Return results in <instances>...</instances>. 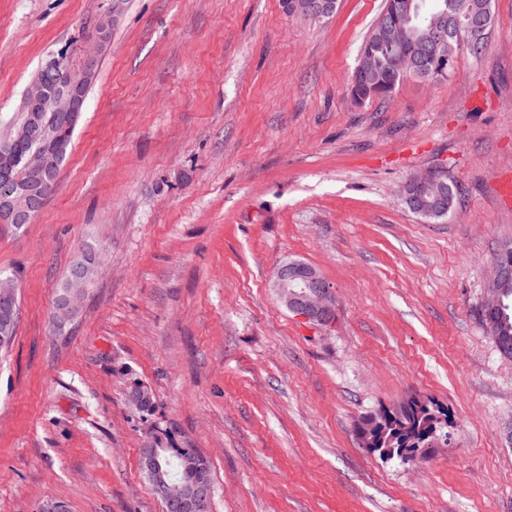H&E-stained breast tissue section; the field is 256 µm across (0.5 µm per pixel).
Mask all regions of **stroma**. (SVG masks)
Wrapping results in <instances>:
<instances>
[{
  "mask_svg": "<svg viewBox=\"0 0 512 512\" xmlns=\"http://www.w3.org/2000/svg\"><path fill=\"white\" fill-rule=\"evenodd\" d=\"M383 0L326 19L285 0H0V132L52 55L109 24L57 184L29 224L0 223L20 305L0 351V512H162L140 451L172 439L211 468L210 512H512V362L481 317L512 242V0L483 54L447 77L350 92ZM447 173L448 218L401 197ZM100 266L64 323L85 247ZM296 259L334 319L289 313ZM143 386L153 405L128 394ZM420 395L448 445L383 460L359 420ZM441 174L435 170H427L410 176L404 184V201H419V196L431 189L444 186ZM273 287L278 300L290 312L313 325L330 321L336 299L332 288L312 266L298 260L279 264Z\"/></svg>",
  "mask_w": 512,
  "mask_h": 512,
  "instance_id": "35a3bbf8",
  "label": "stroma"
}]
</instances>
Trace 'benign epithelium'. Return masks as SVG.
Instances as JSON below:
<instances>
[{
	"label": "benign epithelium",
	"instance_id": "benign-epithelium-1",
	"mask_svg": "<svg viewBox=\"0 0 512 512\" xmlns=\"http://www.w3.org/2000/svg\"><path fill=\"white\" fill-rule=\"evenodd\" d=\"M292 11L312 9L327 14L336 9V0H292ZM403 16L419 18L425 34L421 42L404 38L396 42L399 65L395 77L409 73L423 74L429 79L445 76L452 69L458 54L470 50L475 42L486 38L491 21L487 17L471 16L461 21L445 13L430 18L419 17L416 0H400ZM63 59L48 60L25 89L20 111L29 113V120L20 137L12 130L0 137V221L6 224H29L42 211L48 199V187L55 180L60 164L54 138L43 117V110L56 113L67 124L83 112L86 91L84 82L98 71V53L87 52L78 63L81 78H65L61 74ZM36 144V149L18 156L13 143L19 140ZM444 186L441 174L427 170L410 176L404 184V201L416 202L431 189ZM273 287L278 300L290 312L313 325L330 321L335 313L336 299L332 288L312 266L298 260L279 264L274 273ZM16 290L12 282H0V319L14 318L13 300ZM210 496V484L201 481L190 488L170 485L163 492L165 512H201Z\"/></svg>",
	"mask_w": 512,
	"mask_h": 512
}]
</instances>
